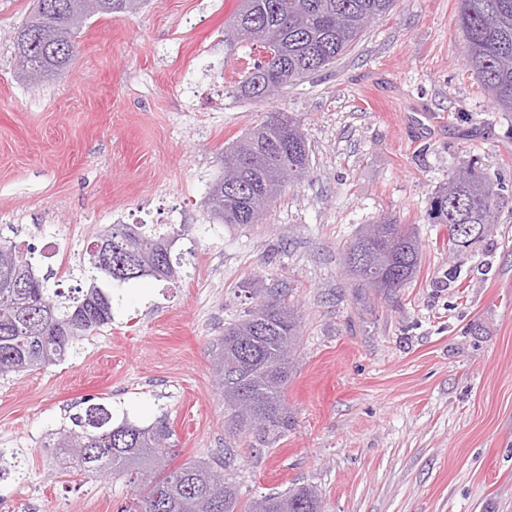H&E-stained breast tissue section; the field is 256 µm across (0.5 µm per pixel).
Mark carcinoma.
Returning <instances> with one entry per match:
<instances>
[{"label":"carcinoma","instance_id":"obj_1","mask_svg":"<svg viewBox=\"0 0 512 512\" xmlns=\"http://www.w3.org/2000/svg\"><path fill=\"white\" fill-rule=\"evenodd\" d=\"M35 6L15 34V52L23 78L30 82L64 74L76 54L78 26L95 15L125 13L140 0H63L67 11ZM396 0H242L236 17L239 38L261 50L274 51L238 82L237 94L270 101L304 78L324 72L361 37L367 21L389 14ZM458 27L464 60L500 112L512 114V0H458ZM288 144L291 178L309 172L310 146L300 124L283 112H269L258 127L224 148V172L241 173L246 190L228 192L224 179L214 182L205 197L210 214L225 224H257L281 196L278 148ZM496 193L489 178L474 164L459 167L448 184L435 192L431 219L448 225V248L468 251L488 235L495 223ZM459 224H476L483 232L466 240L456 236ZM179 230L160 231L148 224H111L97 242L123 249L131 242L149 258L171 246ZM344 264L362 293L388 296L412 282L421 260L414 228L383 217L364 224L347 245ZM29 258L10 240L0 239V377L20 375L54 365L83 340L112 322L109 283L139 275L114 276L98 267V254L87 249L82 266L83 288L68 293L50 284L51 274L36 276L31 288L18 287ZM180 259L167 255L152 273L159 279L178 277ZM300 321L285 295L268 296L245 318L224 328L214 362L227 410L225 428L232 438L253 430L269 434L288 423L284 389L294 368ZM240 400L252 403L262 424L254 428L237 413ZM72 427L53 434L46 448H84L71 457V467L87 474L108 470L112 476L134 475L143 483L134 512H325L322 497L311 486H291L282 493L242 499L225 474L226 464L190 460L159 474L155 465L171 454L172 430L165 419L140 427L113 425L112 412L91 404L71 417Z\"/></svg>","mask_w":512,"mask_h":512}]
</instances>
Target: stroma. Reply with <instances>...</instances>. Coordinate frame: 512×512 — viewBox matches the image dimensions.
Segmentation results:
<instances>
[{
  "label": "stroma",
  "instance_id": "35a3bbf8",
  "mask_svg": "<svg viewBox=\"0 0 512 512\" xmlns=\"http://www.w3.org/2000/svg\"><path fill=\"white\" fill-rule=\"evenodd\" d=\"M240 0H144L97 15L69 71L31 87L14 36L33 0H0V237L34 247L62 291L109 224L184 225L178 279L113 287L110 324L61 363L0 379V503L12 512H128L139 486L58 466L50 434L105 404L114 423L167 418L172 465L234 455L243 498L310 485L325 512H512V115L468 70L457 0H397L333 67L271 103L235 86L259 54L224 44ZM298 121L306 178L259 224L203 209L224 148L268 112ZM436 118L430 128L418 113ZM476 161L495 226L448 251L436 190ZM389 216L421 242L413 281L358 296L343 248ZM282 290L301 317L288 426L232 439L212 360L224 328Z\"/></svg>",
  "mask_w": 512,
  "mask_h": 512
}]
</instances>
